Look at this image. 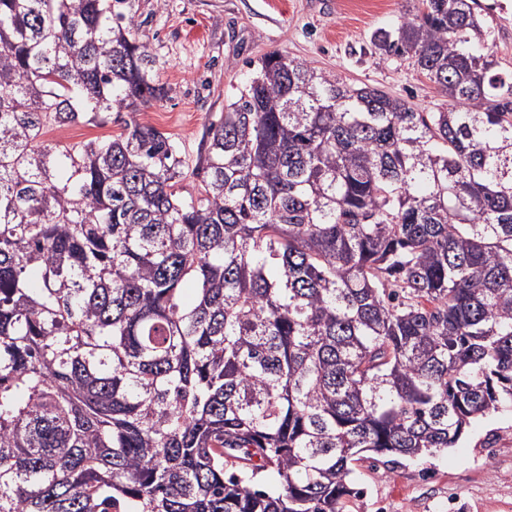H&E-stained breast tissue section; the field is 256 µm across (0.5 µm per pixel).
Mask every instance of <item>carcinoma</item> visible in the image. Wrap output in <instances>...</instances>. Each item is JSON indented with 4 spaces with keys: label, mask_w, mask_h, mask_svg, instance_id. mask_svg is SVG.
Here are the masks:
<instances>
[{
    "label": "carcinoma",
    "mask_w": 512,
    "mask_h": 512,
    "mask_svg": "<svg viewBox=\"0 0 512 512\" xmlns=\"http://www.w3.org/2000/svg\"><path fill=\"white\" fill-rule=\"evenodd\" d=\"M481 11L372 34L433 112L262 56L184 196L176 141L122 121L166 95L136 0H0V512H348L363 454L512 409V82ZM120 130V126L113 123L105 126L74 124L62 128H49L44 134V139L61 144H75L116 134Z\"/></svg>",
    "instance_id": "obj_1"
}]
</instances>
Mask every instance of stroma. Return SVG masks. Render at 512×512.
<instances>
[{"label":"stroma","instance_id":"1","mask_svg":"<svg viewBox=\"0 0 512 512\" xmlns=\"http://www.w3.org/2000/svg\"><path fill=\"white\" fill-rule=\"evenodd\" d=\"M490 11L495 71H512V0ZM411 0H138V36L156 59L164 100L134 113L178 141L193 169L210 122L277 51L347 82L405 98L423 112L444 99L406 60L375 54L373 32ZM351 512H512V412L475 420L456 447L422 458L365 456L354 466Z\"/></svg>","mask_w":512,"mask_h":512}]
</instances>
